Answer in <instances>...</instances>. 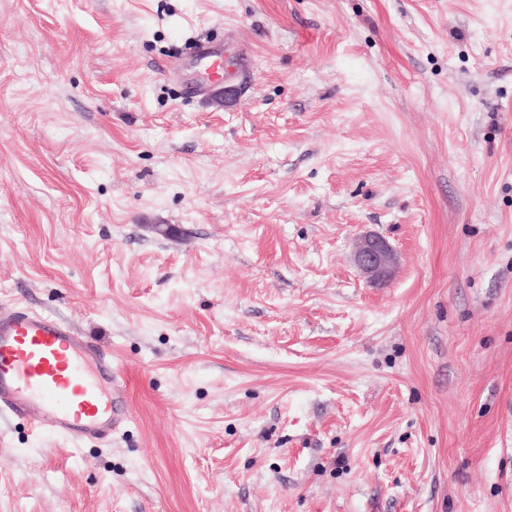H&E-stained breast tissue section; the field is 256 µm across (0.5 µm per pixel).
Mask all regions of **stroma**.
Returning a JSON list of instances; mask_svg holds the SVG:
<instances>
[{"label":"stroma","instance_id":"stroma-1","mask_svg":"<svg viewBox=\"0 0 512 512\" xmlns=\"http://www.w3.org/2000/svg\"><path fill=\"white\" fill-rule=\"evenodd\" d=\"M18 304L131 416L0 417V512H512V0H0ZM354 262L373 286L386 283L394 275L398 260L391 245L376 234L363 235L357 245Z\"/></svg>","mask_w":512,"mask_h":512}]
</instances>
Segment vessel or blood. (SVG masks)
Segmentation results:
<instances>
[{"label": "vessel or blood", "mask_w": 512, "mask_h": 512, "mask_svg": "<svg viewBox=\"0 0 512 512\" xmlns=\"http://www.w3.org/2000/svg\"><path fill=\"white\" fill-rule=\"evenodd\" d=\"M112 361L61 317L15 306L0 315V412H37L70 438L106 439L119 422Z\"/></svg>", "instance_id": "1"}]
</instances>
